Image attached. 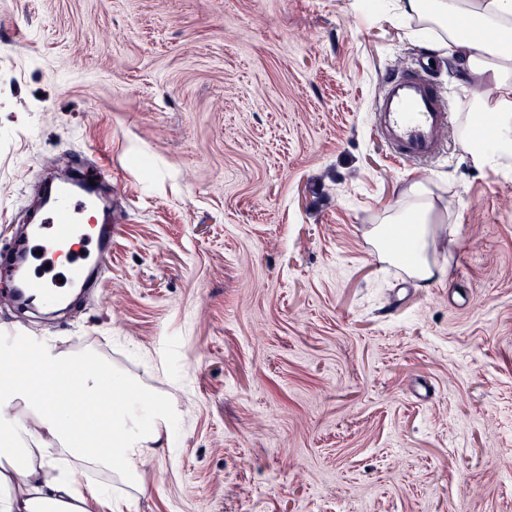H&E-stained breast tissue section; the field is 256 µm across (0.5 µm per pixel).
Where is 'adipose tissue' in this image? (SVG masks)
Masks as SVG:
<instances>
[{"instance_id": "adipose-tissue-1", "label": "adipose tissue", "mask_w": 512, "mask_h": 512, "mask_svg": "<svg viewBox=\"0 0 512 512\" xmlns=\"http://www.w3.org/2000/svg\"><path fill=\"white\" fill-rule=\"evenodd\" d=\"M404 15L437 24L439 47L459 59L468 77L491 84L494 95L474 98L461 143L475 168L512 159V0H400ZM462 16L493 32L491 41H477L444 19ZM493 130L487 149L474 148L477 120ZM428 192L411 184L409 206L395 221L407 226L405 259L411 275L428 282L444 276L432 265L430 253L447 242L432 227ZM69 361L48 345L17 344L0 348V404L21 407L35 426L20 423L0 429V512H88L79 477L99 469L137 488L141 468L162 444L169 426L166 413L152 404H130L123 395L129 381L118 370L98 364L84 376L71 378ZM63 380L85 405L83 416L58 403L50 379Z\"/></svg>"}]
</instances>
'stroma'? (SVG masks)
Listing matches in <instances>:
<instances>
[{
    "mask_svg": "<svg viewBox=\"0 0 512 512\" xmlns=\"http://www.w3.org/2000/svg\"><path fill=\"white\" fill-rule=\"evenodd\" d=\"M397 0H0V249L48 162L112 169V253L61 314L0 337L93 355L173 411L117 512H512V164L474 168L481 85ZM424 68L440 155L372 115ZM417 181L445 277L371 231Z\"/></svg>",
    "mask_w": 512,
    "mask_h": 512,
    "instance_id": "1",
    "label": "stroma"
}]
</instances>
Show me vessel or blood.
I'll list each match as a JSON object with an SVG mask.
<instances>
[{"label": "vessel or blood", "instance_id": "vessel-or-blood-1", "mask_svg": "<svg viewBox=\"0 0 512 512\" xmlns=\"http://www.w3.org/2000/svg\"><path fill=\"white\" fill-rule=\"evenodd\" d=\"M376 115L394 155L420 163L440 152L453 118L449 101L419 70L386 79ZM111 179L112 171L106 166L96 167L91 173L82 171L41 200V217L33 225L31 241L50 259L66 254L65 284L84 282L86 272L104 268L103 256L110 246L112 230L93 223L92 213L96 186ZM0 278L6 279L9 288L24 292L40 304H53L64 297V284L32 273L22 274L11 262L0 265Z\"/></svg>", "mask_w": 512, "mask_h": 512}]
</instances>
